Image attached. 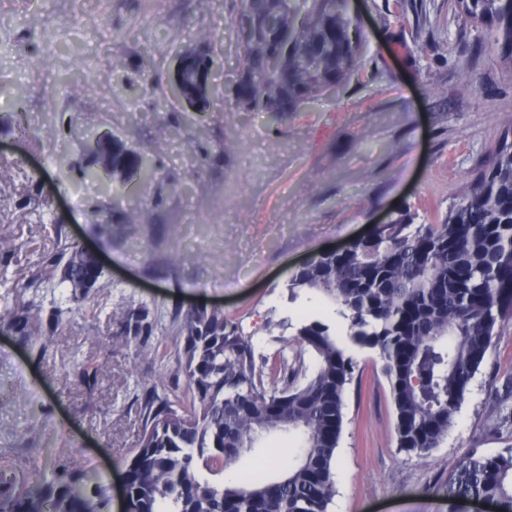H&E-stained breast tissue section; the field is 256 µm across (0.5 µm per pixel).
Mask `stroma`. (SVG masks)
Instances as JSON below:
<instances>
[{"mask_svg":"<svg viewBox=\"0 0 512 512\" xmlns=\"http://www.w3.org/2000/svg\"><path fill=\"white\" fill-rule=\"evenodd\" d=\"M238 0H0V84L36 119L21 135L0 108V314L15 287L64 328L38 352L0 326V452L18 477H51L54 463L94 472L122 512L125 461L152 388L183 390L173 363L119 344L128 315L149 313L151 345L192 306L218 307L256 358L293 355L297 324L314 316L337 334L334 305L288 281L321 250L372 234L410 210L433 223L485 164L512 120V66L485 25L455 0H349L363 40L353 76L295 112L234 105ZM208 54L218 76L194 111L173 99L182 54ZM474 89L463 85L466 72ZM107 132L153 167L149 181L104 191L83 180L85 142ZM111 224L101 233L99 223ZM95 251L106 273L70 306L38 275L67 245ZM112 353L94 387L75 367ZM330 512H448L437 481L470 454L512 448L500 397L512 372V323L496 337L455 426L432 456L399 451L378 357L354 350ZM291 439L263 437L229 468H274Z\"/></svg>","mask_w":512,"mask_h":512,"instance_id":"stroma-1","label":"stroma"}]
</instances>
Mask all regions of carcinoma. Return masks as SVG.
<instances>
[{"label":"carcinoma","mask_w":512,"mask_h":512,"mask_svg":"<svg viewBox=\"0 0 512 512\" xmlns=\"http://www.w3.org/2000/svg\"><path fill=\"white\" fill-rule=\"evenodd\" d=\"M469 19L495 31L512 65V0H457ZM272 15L288 36L269 67L266 39L238 45L250 85L235 106L250 112H295L351 78L361 43L352 39L347 0H240L237 19ZM112 179H148L141 156L114 140L106 147ZM512 121L459 202L433 224L398 211L368 244L339 257L316 256L289 280L336 306L347 341L329 325L304 319L293 364L256 361L251 340L228 327L224 311L187 310L175 330L180 393L153 392L144 426L126 462L132 512H328L336 495L337 450L345 401L357 362L350 346L374 352L387 380L397 448L427 458L454 426L471 380L512 320ZM3 326L31 342L43 337L39 306L23 294ZM310 351L315 365H305ZM271 433L294 438L276 470L224 469ZM441 491L448 512L472 499L512 512V449L467 456ZM108 488L87 471L55 465L51 479L21 480L0 465V512H108Z\"/></svg>","instance_id":"1"}]
</instances>
